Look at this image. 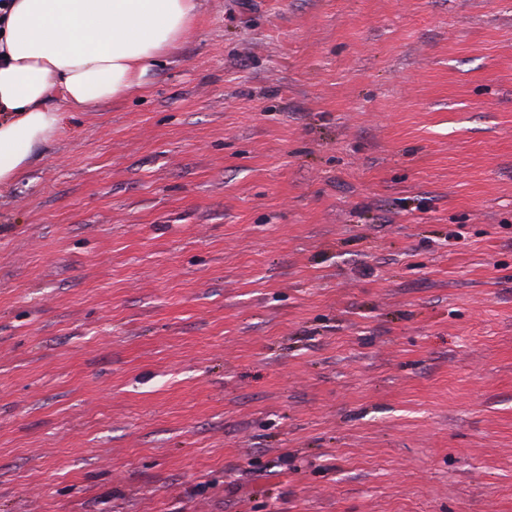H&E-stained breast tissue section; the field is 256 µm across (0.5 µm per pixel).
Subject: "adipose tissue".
<instances>
[{
    "label": "adipose tissue",
    "mask_w": 512,
    "mask_h": 512,
    "mask_svg": "<svg viewBox=\"0 0 512 512\" xmlns=\"http://www.w3.org/2000/svg\"><path fill=\"white\" fill-rule=\"evenodd\" d=\"M200 0H0V188L68 113L133 93Z\"/></svg>",
    "instance_id": "obj_1"
}]
</instances>
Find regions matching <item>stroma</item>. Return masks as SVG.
<instances>
[{
  "label": "stroma",
  "mask_w": 512,
  "mask_h": 512,
  "mask_svg": "<svg viewBox=\"0 0 512 512\" xmlns=\"http://www.w3.org/2000/svg\"><path fill=\"white\" fill-rule=\"evenodd\" d=\"M0 512H512V0H202L37 148Z\"/></svg>",
  "instance_id": "1"
}]
</instances>
